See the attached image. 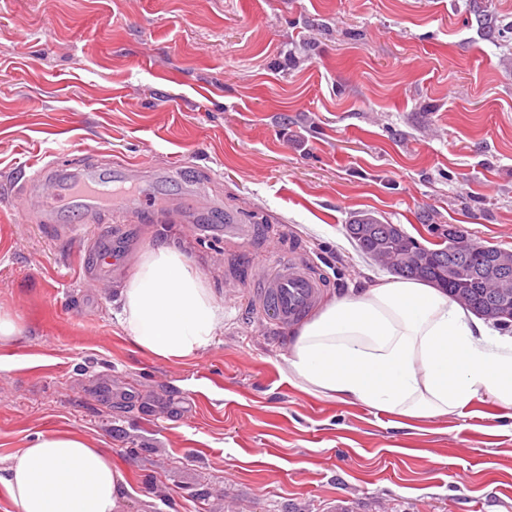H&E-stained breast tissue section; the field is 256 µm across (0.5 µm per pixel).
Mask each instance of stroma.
Segmentation results:
<instances>
[{"label":"stroma","mask_w":512,"mask_h":512,"mask_svg":"<svg viewBox=\"0 0 512 512\" xmlns=\"http://www.w3.org/2000/svg\"><path fill=\"white\" fill-rule=\"evenodd\" d=\"M60 149L210 206L191 238L112 224L126 265L97 285V225L17 205L28 161ZM359 212L428 247L457 225L512 251V0H0V312L25 327L0 341V456L79 432L124 470L123 512H512L500 409L409 421L313 396L282 370L288 332L230 287L253 253L303 255L326 302L385 275L346 234ZM230 217L257 226L250 247ZM157 241L224 309L182 361L117 319Z\"/></svg>","instance_id":"35a3bbf8"}]
</instances>
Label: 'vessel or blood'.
<instances>
[{
  "label": "vessel or blood",
  "mask_w": 512,
  "mask_h": 512,
  "mask_svg": "<svg viewBox=\"0 0 512 512\" xmlns=\"http://www.w3.org/2000/svg\"><path fill=\"white\" fill-rule=\"evenodd\" d=\"M64 158V153H56L38 167L34 183L20 196L25 213L53 216L64 211L72 214L78 225L104 214L117 222L146 214L161 223L171 218L181 224L194 221L182 206L148 194L136 162L128 161L115 169L85 165L73 170L65 165ZM250 267L258 274V309L278 328L298 325L322 296L323 283L311 275L301 257L271 259L256 254Z\"/></svg>",
  "instance_id": "vessel-or-blood-1"
}]
</instances>
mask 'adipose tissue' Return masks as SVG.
<instances>
[{
  "mask_svg": "<svg viewBox=\"0 0 512 512\" xmlns=\"http://www.w3.org/2000/svg\"><path fill=\"white\" fill-rule=\"evenodd\" d=\"M119 323L157 358L195 356L224 330L220 307L176 247H147L119 290ZM283 370L306 392L411 420L466 415L485 397L512 409V334L428 283L381 277L293 327ZM128 483L77 432L38 435L0 463L16 512H120Z\"/></svg>",
  "mask_w": 512,
  "mask_h": 512,
  "instance_id": "1",
  "label": "adipose tissue"
}]
</instances>
